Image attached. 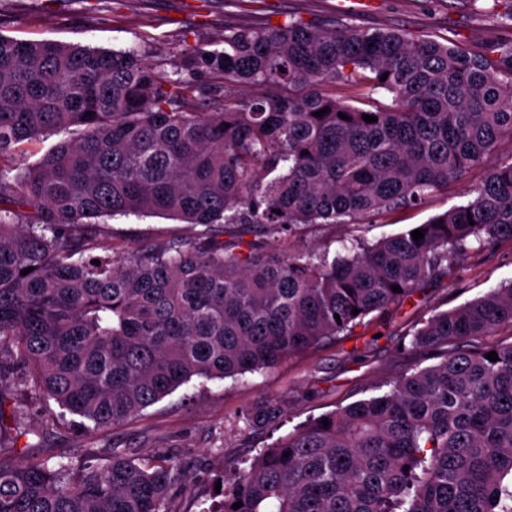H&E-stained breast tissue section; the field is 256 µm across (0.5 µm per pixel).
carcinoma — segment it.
Segmentation results:
<instances>
[{"label": "carcinoma", "instance_id": "carcinoma-1", "mask_svg": "<svg viewBox=\"0 0 512 512\" xmlns=\"http://www.w3.org/2000/svg\"><path fill=\"white\" fill-rule=\"evenodd\" d=\"M176 71L187 77L135 49L0 34V159L71 133L12 177L0 172V404L32 385L84 425L116 426L194 377L270 369L350 332L447 274L473 239L512 240L510 163L464 203L345 255L270 247L317 224L420 209L487 162L512 141V46L491 58L401 31L291 21L232 29ZM129 214L204 230L114 252L104 218ZM254 229L261 239L245 242ZM504 324L512 283L432 315L412 336L438 363L229 470L223 499L203 512H512V344L444 351ZM284 414L263 402L244 419L265 428ZM12 453L0 445V512H170L181 478L126 453L76 467ZM67 133L52 134L49 136H41L40 138L34 139L29 142H24L21 146L23 157L29 162L35 161L45 151H47L52 145L60 141L61 139L67 138Z\"/></svg>", "mask_w": 512, "mask_h": 512}]
</instances>
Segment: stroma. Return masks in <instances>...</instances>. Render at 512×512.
<instances>
[{"mask_svg":"<svg viewBox=\"0 0 512 512\" xmlns=\"http://www.w3.org/2000/svg\"><path fill=\"white\" fill-rule=\"evenodd\" d=\"M295 20L395 29L452 41L488 54L512 42V0H0V33L23 41L52 40L105 50L138 49L149 65L174 73L196 47L220 41L229 29ZM485 168L470 170L420 210H403L366 224L367 241L398 234L466 198ZM112 244L134 250L167 239L191 240L198 227L164 215L111 220ZM512 281V240L471 245L448 275L424 282L391 307L369 314L350 334L298 352L268 370L226 379H194L123 424L90 432L78 417L33 392L16 398L21 433L15 458L55 467L91 456L107 464L123 451L157 465L175 463L182 479L171 512H201L215 494L225 464L252 460L301 422L378 394L411 366L433 364L410 333L433 314L482 297ZM272 400L288 419L276 428H247L243 412Z\"/></svg>","mask_w":512,"mask_h":512,"instance_id":"obj_1","label":"stroma"}]
</instances>
